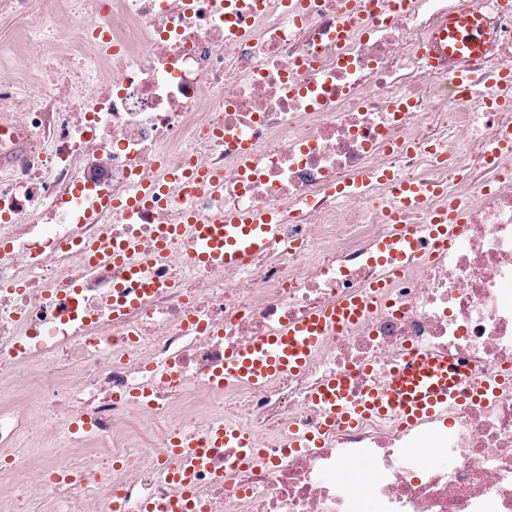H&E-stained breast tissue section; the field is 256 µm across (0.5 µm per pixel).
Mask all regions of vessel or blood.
I'll use <instances>...</instances> for the list:
<instances>
[{"instance_id": "obj_1", "label": "vessel or blood", "mask_w": 512, "mask_h": 512, "mask_svg": "<svg viewBox=\"0 0 512 512\" xmlns=\"http://www.w3.org/2000/svg\"><path fill=\"white\" fill-rule=\"evenodd\" d=\"M440 30L455 43L450 55L454 62L479 60L491 51L496 40L480 13L473 9L448 14ZM395 193L405 207L411 208L421 205L432 190L400 183ZM462 222L461 210L453 208L437 216L434 229L451 239L458 236ZM279 235V225L268 214L255 215L246 223L237 217H223L200 225L194 261L215 267L230 266L246 256L266 251ZM366 306V301L359 297L343 299L289 326L287 334L265 338L253 348L230 356L224 363L225 380H243L257 386L279 374L300 370L329 325L353 320ZM465 379L461 367L448 360L412 351L391 371L385 385L370 386L357 393L348 379L333 378L317 389L316 401L328 419L347 427L358 426L374 415L395 416L414 424L440 414L449 402L464 396ZM222 446L237 449L244 459L252 453L250 443L239 432L225 428L214 429L205 444L178 445L173 472L184 489H191L196 472L206 462L207 449Z\"/></svg>"}]
</instances>
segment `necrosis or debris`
Returning <instances> with one entry per match:
<instances>
[{"label": "necrosis or debris", "mask_w": 512, "mask_h": 512, "mask_svg": "<svg viewBox=\"0 0 512 512\" xmlns=\"http://www.w3.org/2000/svg\"><path fill=\"white\" fill-rule=\"evenodd\" d=\"M0 0L29 34L0 72V512H512V0H479L496 48L456 85L424 53L467 0ZM344 39H337V31ZM218 182L184 197L188 165ZM440 185L418 210L393 183ZM168 200L126 219L143 183ZM461 203L458 240L425 233ZM198 221L269 208L282 238L239 265H190ZM151 294L128 304L160 234ZM404 261H379L398 228ZM129 244L122 264L83 253ZM386 281L375 289L377 281ZM297 372L217 383L227 355L346 297ZM416 349L507 381L416 427L372 417L323 429L327 379L383 385ZM222 426L254 451L213 448L184 493L171 441ZM292 428L318 431L289 446ZM451 456L422 464L411 448Z\"/></svg>", "instance_id": "obj_1"}]
</instances>
